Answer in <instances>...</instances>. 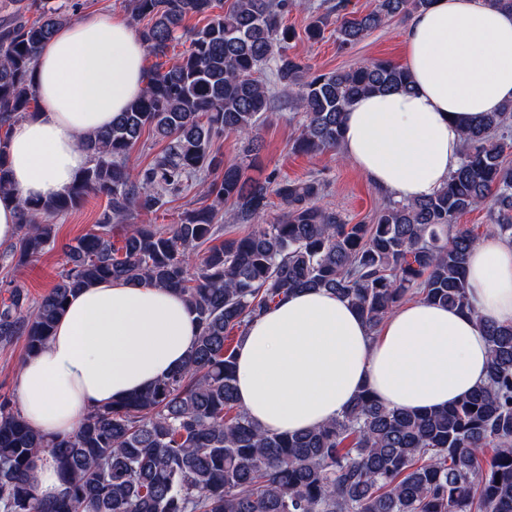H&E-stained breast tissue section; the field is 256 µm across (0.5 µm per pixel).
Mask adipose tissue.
<instances>
[{
    "label": "adipose tissue",
    "instance_id": "adipose-tissue-1",
    "mask_svg": "<svg viewBox=\"0 0 512 512\" xmlns=\"http://www.w3.org/2000/svg\"><path fill=\"white\" fill-rule=\"evenodd\" d=\"M410 90L356 100L340 152L380 192L434 195L461 160L462 124L512 100V13L488 0H434L404 33ZM147 49L130 22L88 11L39 50V109L11 123L5 144L14 190L0 195V245L18 233L22 199L61 194L90 164L81 141L112 124L146 86ZM473 312L412 302L378 334L325 289L293 293L255 319L236 361L240 406L261 428L295 432L339 417L362 389L400 408L434 410L486 377L477 317L512 322V245L484 235L466 268ZM199 336L173 291L104 280L70 297L53 336L20 368L22 414L49 437L84 414L181 368Z\"/></svg>",
    "mask_w": 512,
    "mask_h": 512
}]
</instances>
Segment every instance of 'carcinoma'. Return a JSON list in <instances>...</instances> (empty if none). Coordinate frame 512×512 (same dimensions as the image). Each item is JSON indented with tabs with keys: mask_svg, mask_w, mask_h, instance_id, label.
<instances>
[{
	"mask_svg": "<svg viewBox=\"0 0 512 512\" xmlns=\"http://www.w3.org/2000/svg\"><path fill=\"white\" fill-rule=\"evenodd\" d=\"M432 0H377L366 14L343 12L336 43L348 47L395 17ZM67 8L29 0L0 23V127L35 104L36 55L69 23ZM299 0H128L132 20L156 63L143 95L117 122L89 135L90 156L70 189L18 204L19 234L9 257L26 263L55 244L54 217L91 195L108 198L96 229L65 245L67 267L36 303L10 286L0 303V345L24 338L26 354L53 334L68 299L101 280L170 288L192 306L198 342L180 370L144 393L93 409L77 431L48 438L33 431L8 396L0 398V512H512V324L476 317L490 361L485 384L446 409L394 408L364 390L335 420L288 434L258 428L236 400L235 337L296 290L324 288L348 300L376 332L395 307L416 297L472 311L465 267L478 236L460 215L486 210V230L512 242V162L505 159L512 101L470 122L462 160L435 195L388 200L367 222L348 223L317 204L322 179L249 175L250 165L224 164L212 143L226 134L263 143L256 130L271 109L270 71L302 113L294 149L339 148L344 112L361 95L410 88L406 68L374 60L318 73L288 54L295 30L284 14ZM35 12L29 20L25 12ZM208 18L188 32L189 16ZM327 17L311 16L308 41L323 38ZM182 39L189 47L166 61ZM166 140L140 169L128 164L144 130ZM200 180L212 204L185 212L168 229L133 224L112 241V222L134 211L156 213L169 196ZM229 202L243 235L223 232L217 206ZM270 224L254 220L272 207ZM50 453L62 482L52 499L35 492L34 461Z\"/></svg>",
	"mask_w": 512,
	"mask_h": 512,
	"instance_id": "cac0c4a2",
	"label": "carcinoma"
}]
</instances>
